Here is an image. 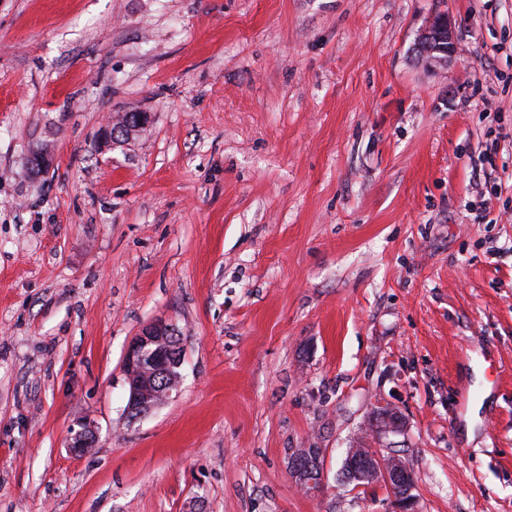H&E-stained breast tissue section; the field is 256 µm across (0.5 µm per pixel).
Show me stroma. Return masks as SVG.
I'll return each mask as SVG.
<instances>
[{
    "mask_svg": "<svg viewBox=\"0 0 512 512\" xmlns=\"http://www.w3.org/2000/svg\"><path fill=\"white\" fill-rule=\"evenodd\" d=\"M379 398L415 512H512V0H0V512H399L343 483ZM418 50L434 62H443L455 55L456 43L447 14L433 17L420 38ZM138 113L134 123L128 118L116 124L105 126L101 133L103 142L109 145L121 140H129L135 134H139L150 124L151 117L147 112ZM177 338L172 325L156 321L146 324L129 345L124 371L129 386L127 413L131 418L137 419L151 411L162 397V391H153L158 389L154 376H168L174 366L179 367ZM95 430L90 425H83L79 430H73L68 446L75 455H83L97 444Z\"/></svg>",
    "mask_w": 512,
    "mask_h": 512,
    "instance_id": "35a3bbf8",
    "label": "stroma"
}]
</instances>
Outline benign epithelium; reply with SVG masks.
I'll return each instance as SVG.
<instances>
[{"instance_id":"7a95c632","label":"benign epithelium","mask_w":512,"mask_h":512,"mask_svg":"<svg viewBox=\"0 0 512 512\" xmlns=\"http://www.w3.org/2000/svg\"><path fill=\"white\" fill-rule=\"evenodd\" d=\"M421 54L434 62H443L456 53V43L453 39L451 22L446 14L433 17L422 34L418 43ZM150 114L139 113L135 120L123 119L116 124L107 125L101 133L104 143L110 144L121 140H129L140 133L150 124ZM178 334L172 325L156 321L146 324L138 336L128 347L124 361V371L129 386L127 413L137 419L151 411L158 403L162 392L156 390L154 376L168 375L177 363ZM372 426L383 439L372 448H351L348 450L347 463L349 468H357L361 459L373 460V465L364 472L363 478L369 480V485L382 484L386 486L395 501L404 509L412 503L411 485L399 482L401 476L408 475V467L401 463L392 467L382 459L380 448L392 447L389 436L402 430L401 416L388 402L377 401L372 410ZM97 444L95 430L84 425L71 433L68 446L75 455H82Z\"/></svg>"}]
</instances>
